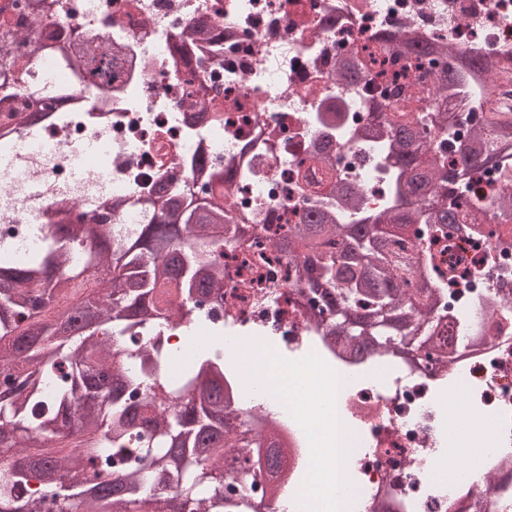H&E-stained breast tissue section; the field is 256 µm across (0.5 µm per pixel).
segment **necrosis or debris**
<instances>
[{
	"label": "necrosis or debris",
	"mask_w": 512,
	"mask_h": 512,
	"mask_svg": "<svg viewBox=\"0 0 512 512\" xmlns=\"http://www.w3.org/2000/svg\"><path fill=\"white\" fill-rule=\"evenodd\" d=\"M35 0H0L9 20L8 54L34 59L0 113V241L12 258L46 223L59 201L76 224L111 225L129 234L161 191L195 186L191 158L219 168L248 152L251 177L213 183L201 201L246 214L266 233L246 235L220 262V298L187 309L195 341L166 336L165 372L215 347L212 328L240 332L225 348L226 382L236 395L251 368L276 361L289 377L319 380L324 399L296 392L277 398L273 415L295 438L292 474L276 493L240 471L226 498L246 495L260 512H303L302 490L322 447L323 418L336 427L341 494L337 512H512V240L497 231L500 204L512 196V141L499 167L464 174L458 224H418L407 252L423 273L407 287L438 293L435 317L466 323L482 346L451 354L402 345L355 360L336 345V314L311 309L295 267L272 250L268 235L299 223L306 210L333 212L356 224L387 210L397 171L385 142L361 129L385 103L427 107L436 88L429 59L413 62L409 41L443 47L456 58L491 63L496 86L473 83L470 102L512 96V0H51L52 27L33 24ZM206 27L196 39L202 70L176 60L174 37ZM71 42L118 47L128 65L111 89H86L75 69L45 48L47 33ZM357 58L360 83L342 81L336 63ZM355 185L358 211L329 195L327 182ZM467 386L465 415L485 416L492 451L465 479L448 476V394Z\"/></svg>",
	"instance_id": "necrosis-or-debris-1"
}]
</instances>
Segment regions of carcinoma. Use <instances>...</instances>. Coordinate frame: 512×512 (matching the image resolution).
<instances>
[{
  "label": "carcinoma",
  "mask_w": 512,
  "mask_h": 512,
  "mask_svg": "<svg viewBox=\"0 0 512 512\" xmlns=\"http://www.w3.org/2000/svg\"><path fill=\"white\" fill-rule=\"evenodd\" d=\"M60 59L86 77V87L112 86L120 68V53L110 48L72 45L59 48ZM26 63L0 52V91L15 85V72ZM489 76L487 64L473 59L463 66L450 62L435 71L439 111H423L410 122L390 123L381 130L396 148L403 177L394 184L395 197L422 195L424 206L402 211L394 205L385 214L358 224H338L321 210H309L301 223L273 239L288 245L298 271L315 260L318 287L336 308L337 343L345 350L363 337L377 342L375 353L392 344L421 341L419 335L435 299L433 288H406L405 274L416 257L387 250L415 224H456L460 204L449 203L456 169L447 168L442 151L433 146L429 129L436 128L442 144L453 147L457 128L440 111L470 85ZM512 136V119L489 116L459 151L460 165L474 170L500 157L502 140ZM238 228L224 223V209L204 203L168 199L167 207L137 225L129 235L114 239L107 224L88 229L62 220L42 225L43 245L19 261L0 265V368L17 370L21 381L0 393V448L13 458L0 475V512H38L25 496L37 479L59 512H172V503H192L195 512H232L245 500L226 501L201 469L224 478L226 455L268 478L288 476L286 448L276 424L245 425L225 430L224 402L233 393L224 387V353L198 354L182 370L181 386L170 387L160 368L161 333L173 314L158 307L169 292L196 302L219 284L215 248L237 244ZM342 239L340 255L321 251ZM90 245L85 266L107 271L111 291L85 295L68 312L45 321L35 313L34 297L49 300L84 287V269L72 249ZM480 340L465 327H448L442 343L466 346ZM83 433V453L61 457L32 452L41 437L65 441L74 430ZM276 458L278 468L269 470ZM115 475L109 491L92 478H66L83 473L87 464ZM173 497L159 494L170 481Z\"/></svg>",
  "instance_id": "carcinoma-1"
}]
</instances>
